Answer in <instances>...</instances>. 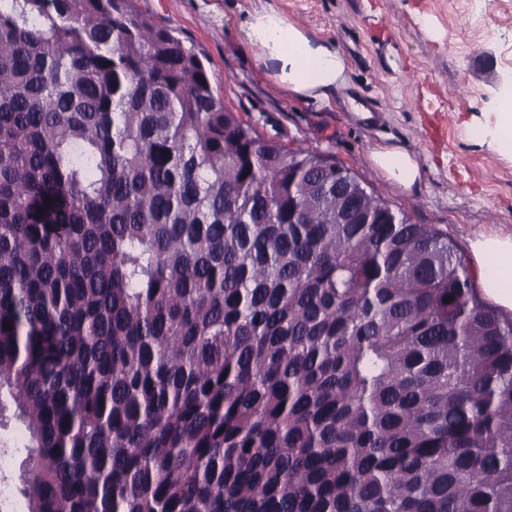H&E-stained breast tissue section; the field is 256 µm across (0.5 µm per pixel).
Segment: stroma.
Wrapping results in <instances>:
<instances>
[{"label":"stroma","mask_w":512,"mask_h":512,"mask_svg":"<svg viewBox=\"0 0 512 512\" xmlns=\"http://www.w3.org/2000/svg\"><path fill=\"white\" fill-rule=\"evenodd\" d=\"M270 6L334 42L347 83L333 101L280 88L243 42L245 9ZM138 9L202 53L225 105L265 137L333 155L419 224L446 231L464 256L489 232L512 234V157L482 140L512 83V0H137ZM396 144L423 170L419 190L369 160Z\"/></svg>","instance_id":"35a3bbf8"}]
</instances>
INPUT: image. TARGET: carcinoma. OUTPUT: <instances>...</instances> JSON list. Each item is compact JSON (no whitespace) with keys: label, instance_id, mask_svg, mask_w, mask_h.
<instances>
[{"label":"carcinoma","instance_id":"1","mask_svg":"<svg viewBox=\"0 0 512 512\" xmlns=\"http://www.w3.org/2000/svg\"><path fill=\"white\" fill-rule=\"evenodd\" d=\"M134 2L0 0L26 512H512V318Z\"/></svg>","mask_w":512,"mask_h":512}]
</instances>
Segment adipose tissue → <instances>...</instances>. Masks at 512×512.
Returning a JSON list of instances; mask_svg holds the SVG:
<instances>
[{
    "label": "adipose tissue",
    "mask_w": 512,
    "mask_h": 512,
    "mask_svg": "<svg viewBox=\"0 0 512 512\" xmlns=\"http://www.w3.org/2000/svg\"><path fill=\"white\" fill-rule=\"evenodd\" d=\"M241 37L259 48V60L275 82L302 101L327 102L346 84V62L335 44L308 35L271 7L246 11ZM372 164L404 190L419 187L418 160L397 145H379L370 152ZM471 250L483 292L503 308L512 309V235L490 232L474 239Z\"/></svg>",
    "instance_id": "adipose-tissue-1"
}]
</instances>
